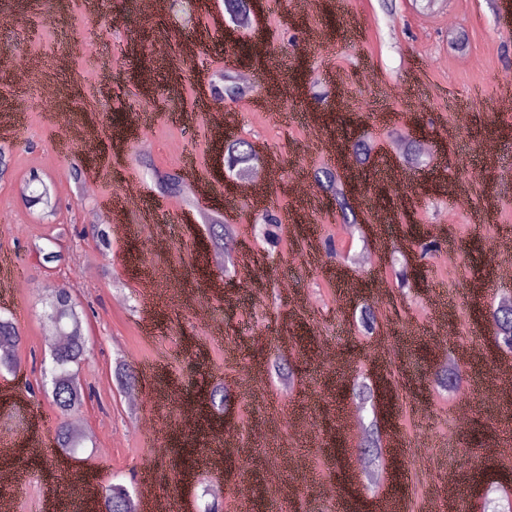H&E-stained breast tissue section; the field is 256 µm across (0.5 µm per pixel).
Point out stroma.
<instances>
[{
	"label": "stroma",
	"mask_w": 512,
	"mask_h": 512,
	"mask_svg": "<svg viewBox=\"0 0 512 512\" xmlns=\"http://www.w3.org/2000/svg\"><path fill=\"white\" fill-rule=\"evenodd\" d=\"M224 0H167L141 15L135 0H0V111L16 85L15 62L29 61L27 111L0 139L9 167L0 176V263L31 289L0 292V316L18 325L19 369L0 374V471L25 472L9 488L16 512H65L50 499L58 483L95 471L100 487L125 485L140 496L143 473L176 512H346L353 497L367 512H483L482 483L512 470V398L494 402L500 356L474 319L498 304L508 274L498 242L512 245V101L499 98L495 76L512 73V0H263L250 29L226 44ZM266 47L262 57L253 43ZM274 77L283 88L267 110L268 84L239 101L216 102L210 75L225 60ZM67 93L46 101L41 86ZM257 147L269 171L266 199L234 203L213 177L209 115ZM417 122L431 140L422 169L392 153L394 130ZM96 124L102 141L86 149L71 128ZM348 135L370 143L375 158L357 168L371 192L367 205L340 211L315 178L328 168L310 141ZM150 140V154L139 151ZM203 196L161 192L151 172L179 173L180 158ZM81 167V181L69 172ZM51 183L57 214L45 221L25 202L31 173ZM132 177L143 210L113 212L118 181ZM222 207L238 232L229 264L199 254L206 214ZM280 221L271 243L243 232L263 212ZM106 230L108 244L96 237ZM435 242L424 251L426 242ZM39 243L62 258L44 267ZM374 249L381 278L355 266L352 254ZM454 252L446 265L443 252ZM399 263L409 287L391 271ZM182 281L191 302L156 298L157 281ZM70 291L84 313L86 353L77 368L85 401L63 416L41 388L52 366L44 316L51 291ZM376 313L359 334L362 306ZM448 336V353L466 382L456 397L471 422L455 427L453 407L434 382L439 366L431 336ZM145 388L139 414L153 428H127L134 410L114 378L116 360ZM252 372L241 381L242 372ZM223 385L222 430L178 428V389L195 404L201 388ZM377 423L381 446L343 435L338 415ZM82 419L94 432L75 456L35 455L24 434L53 442L60 425ZM189 450V473L175 469L177 437ZM404 460L393 489L388 444ZM233 448L239 465L199 473L198 456ZM224 485L213 499L208 487ZM461 487L456 506L435 500L445 483Z\"/></svg>",
	"instance_id": "1"
}]
</instances>
